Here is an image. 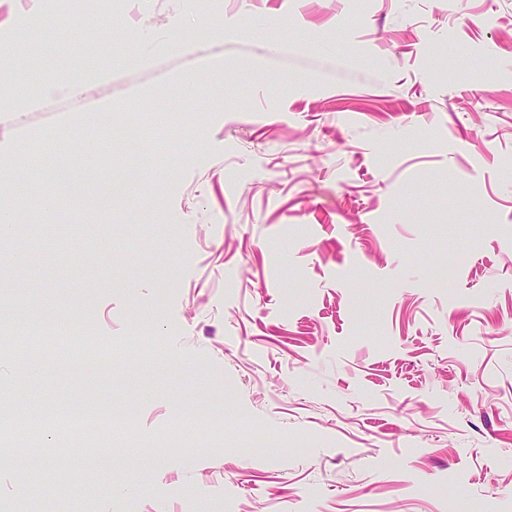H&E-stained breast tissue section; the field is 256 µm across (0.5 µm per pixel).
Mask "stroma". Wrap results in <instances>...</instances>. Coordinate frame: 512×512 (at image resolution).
Listing matches in <instances>:
<instances>
[{"label":"stroma","mask_w":512,"mask_h":512,"mask_svg":"<svg viewBox=\"0 0 512 512\" xmlns=\"http://www.w3.org/2000/svg\"><path fill=\"white\" fill-rule=\"evenodd\" d=\"M59 5L0 0V96L112 80L28 113L0 158V205L49 235L0 270V405L111 414L62 512H512V0H117L29 53ZM145 18L172 38L147 63ZM100 99L167 179L25 209L43 138L88 157ZM71 331L111 369L25 376L13 341ZM13 452L0 512H35Z\"/></svg>","instance_id":"1"}]
</instances>
